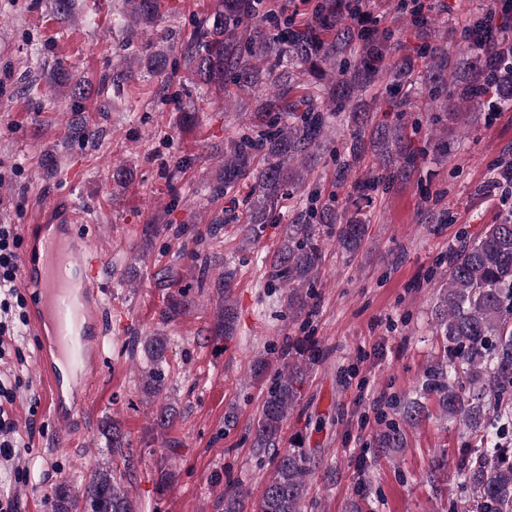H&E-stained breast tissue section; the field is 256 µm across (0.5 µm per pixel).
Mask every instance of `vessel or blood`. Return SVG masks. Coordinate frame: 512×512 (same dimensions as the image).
Masks as SVG:
<instances>
[{"label":"vessel or blood","mask_w":512,"mask_h":512,"mask_svg":"<svg viewBox=\"0 0 512 512\" xmlns=\"http://www.w3.org/2000/svg\"><path fill=\"white\" fill-rule=\"evenodd\" d=\"M101 251L80 244L64 224H44L23 257L22 282L32 295L37 329L46 330L40 364L48 377L66 366L72 379L51 389L55 417L67 426L85 399L84 387L104 357L103 329L108 311L99 297Z\"/></svg>","instance_id":"obj_1"}]
</instances>
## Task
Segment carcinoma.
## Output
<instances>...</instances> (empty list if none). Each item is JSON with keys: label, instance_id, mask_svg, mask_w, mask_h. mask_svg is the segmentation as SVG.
I'll return each instance as SVG.
<instances>
[{"label": "carcinoma", "instance_id": "cac0c4a2", "mask_svg": "<svg viewBox=\"0 0 512 512\" xmlns=\"http://www.w3.org/2000/svg\"><path fill=\"white\" fill-rule=\"evenodd\" d=\"M363 0H316L310 16L298 21L282 10L269 22L259 14L254 0H213L206 16L193 23L187 43V79L215 87L224 94L231 85L245 93L259 84L274 87L265 108L254 113L252 125L224 151V165L214 190L227 191L240 179L252 177L247 192L245 217L229 209L211 219L213 224L242 223L243 238L259 237L264 225L277 223L276 211L284 196L305 185L307 160L322 145L331 129L334 113L326 112L320 100L343 104L355 102L347 112L350 130L347 150L353 162L371 154L380 171L353 183L358 198L366 199L393 179L406 174L414 162L409 131L419 122L406 121L397 83L415 78L427 90L425 107L438 111L457 124L483 105L495 109L512 104V45L490 49L473 45L483 32L481 22L469 30L468 57L452 62L440 43L420 46L417 57L388 59V37L369 28L354 31L344 25ZM158 0H133L127 18L135 25L157 22ZM363 52L352 53V41ZM165 55L150 41L139 57L148 66L163 67ZM296 65L280 71L282 59ZM392 71L395 82L386 87L395 121L376 122L356 101ZM56 84L68 88L75 111L83 108L92 85L61 72ZM367 225L360 209L336 205V197L321 201L313 192L286 228L266 271V287L288 289V310L299 315L308 306L322 258L321 236L336 240L347 253L360 247ZM233 329L229 305L217 314L218 337ZM434 329L445 341L444 356L430 365L422 389L439 397L444 417L462 422L474 444L461 449L459 475L467 490L457 512H512V217L489 224L475 240L463 242L451 258L446 281L434 313ZM167 340L152 336L144 349L154 363L143 383L147 398L163 394ZM284 369L269 378L265 400L252 428V444L259 463L272 469L255 512H305L311 459L301 443L279 448V438L288 412L300 397L307 370L316 362L313 344L297 343L283 353ZM380 448H402L405 436L394 422L377 435ZM118 433H112V453L123 468L133 465ZM121 468V469H123ZM107 463L87 478L79 497L66 484L54 496L53 512H136L125 474ZM247 498L238 482L224 485L216 502L218 512H243Z\"/></svg>", "mask_w": 512, "mask_h": 512}]
</instances>
